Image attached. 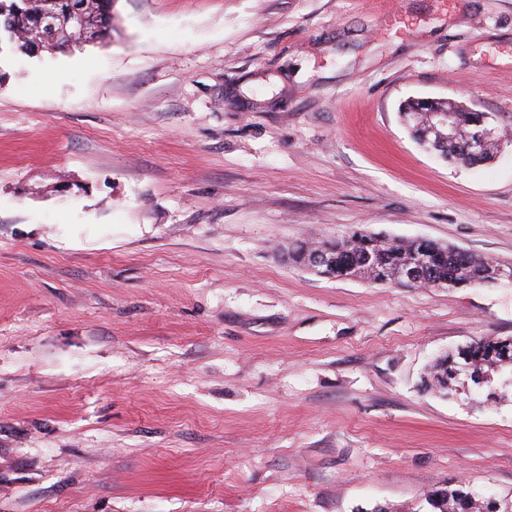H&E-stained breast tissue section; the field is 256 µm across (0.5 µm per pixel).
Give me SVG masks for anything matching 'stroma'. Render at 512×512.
<instances>
[{
    "label": "stroma",
    "instance_id": "obj_1",
    "mask_svg": "<svg viewBox=\"0 0 512 512\" xmlns=\"http://www.w3.org/2000/svg\"><path fill=\"white\" fill-rule=\"evenodd\" d=\"M0 53V512H427L512 495V395L423 391L512 283L293 265L361 228L512 263V0H114ZM494 115L449 164L409 99ZM495 132L496 129H494L492 126H487L484 131L471 135L467 139L466 153L469 158H474L467 163L468 165H475L479 163L488 162L495 157L499 142L498 132L494 138H491L494 136ZM483 148L484 152L480 155V153L483 151ZM427 497L426 501L433 509L432 512H500L494 510V505L508 496L483 498L459 486L433 491Z\"/></svg>",
    "mask_w": 512,
    "mask_h": 512
}]
</instances>
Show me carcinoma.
Returning a JSON list of instances; mask_svg holds the SVG:
<instances>
[{
    "label": "carcinoma",
    "instance_id": "1",
    "mask_svg": "<svg viewBox=\"0 0 512 512\" xmlns=\"http://www.w3.org/2000/svg\"><path fill=\"white\" fill-rule=\"evenodd\" d=\"M86 16V35L72 31L64 22L74 10ZM52 15L56 26H44L43 18ZM112 27V0H0V52L8 47L28 55L40 51L81 49L87 41L103 40ZM406 116L417 119L410 126L413 137L427 146L435 147L441 157L453 160L461 157L465 138L440 142L427 122V113L448 111L460 129L469 134L492 123L486 112H470L450 100L430 102L408 101L402 106ZM434 255L423 280L451 281L455 288L486 285L493 280L495 260L477 253L463 255L450 251L449 245L429 241ZM423 248L417 240H386L362 229L350 231L334 240L303 241L288 251V259L300 266L305 255L312 251H327L336 262L332 276L355 278L357 271L365 269L367 278L378 281L390 279L395 270L406 265L413 254ZM471 373L470 381L477 385H490L496 374H509L502 381L512 386V337L476 341L464 349L449 352L436 358L424 380L426 388L449 395L461 383L460 373ZM497 498H483L464 487L448 488L428 494L427 503L432 512H495Z\"/></svg>",
    "mask_w": 512,
    "mask_h": 512
}]
</instances>
